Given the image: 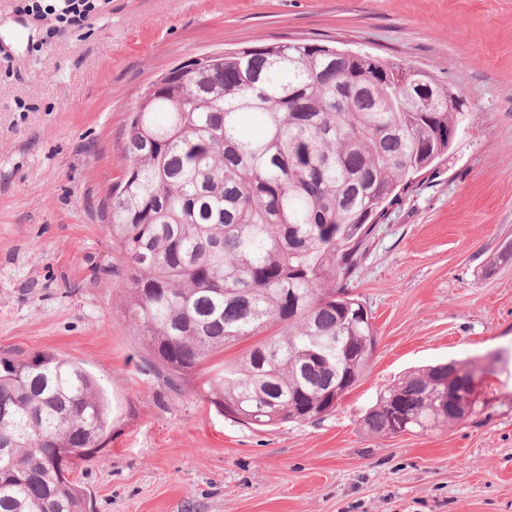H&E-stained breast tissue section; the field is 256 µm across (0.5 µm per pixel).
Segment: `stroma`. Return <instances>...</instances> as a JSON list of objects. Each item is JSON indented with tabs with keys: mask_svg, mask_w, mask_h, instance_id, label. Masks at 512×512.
Returning a JSON list of instances; mask_svg holds the SVG:
<instances>
[{
	"mask_svg": "<svg viewBox=\"0 0 512 512\" xmlns=\"http://www.w3.org/2000/svg\"><path fill=\"white\" fill-rule=\"evenodd\" d=\"M48 2L0 0V357L55 352L98 380L109 428L74 475L94 512H512V262H495L512 243V0H96L75 27ZM283 39L423 67L458 86L464 133L350 278L377 333L362 378L320 421L254 429L170 393L98 269L117 260L107 190L140 96L191 58ZM491 355L482 413L363 432L404 372Z\"/></svg>",
	"mask_w": 512,
	"mask_h": 512,
	"instance_id": "35a3bbf8",
	"label": "stroma"
}]
</instances>
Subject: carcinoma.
Segmentation results:
<instances>
[{"label":"carcinoma","instance_id":"carcinoma-1","mask_svg":"<svg viewBox=\"0 0 512 512\" xmlns=\"http://www.w3.org/2000/svg\"><path fill=\"white\" fill-rule=\"evenodd\" d=\"M416 86L427 100L410 98ZM464 106L412 64L318 41L170 72L126 129V174L107 208L124 271L115 287L174 394L190 388L253 428L331 414L376 346L347 282L388 208L448 154ZM490 373L471 361L407 374L362 427L381 437L447 426L448 390L476 415V381ZM108 417L73 359L1 357L0 512H90L72 473L99 452Z\"/></svg>","mask_w":512,"mask_h":512}]
</instances>
